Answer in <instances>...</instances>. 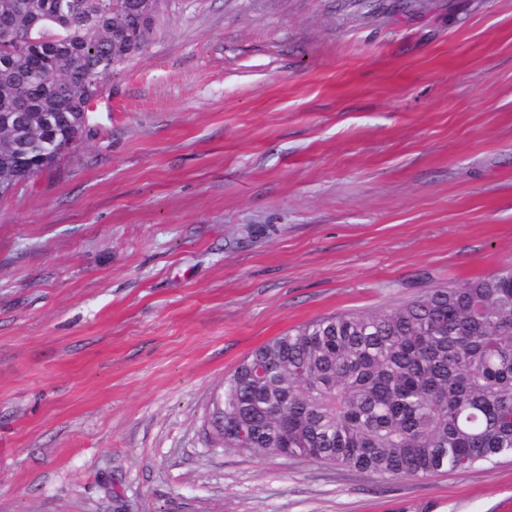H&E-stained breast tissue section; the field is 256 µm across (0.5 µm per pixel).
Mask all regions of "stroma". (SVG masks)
I'll list each match as a JSON object with an SVG mask.
<instances>
[{
	"mask_svg": "<svg viewBox=\"0 0 512 512\" xmlns=\"http://www.w3.org/2000/svg\"><path fill=\"white\" fill-rule=\"evenodd\" d=\"M512 260V0H165L0 197V512H512V460L381 480L212 449L226 374Z\"/></svg>",
	"mask_w": 512,
	"mask_h": 512,
	"instance_id": "1",
	"label": "stroma"
}]
</instances>
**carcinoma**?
I'll use <instances>...</instances> for the list:
<instances>
[{"instance_id": "1", "label": "carcinoma", "mask_w": 512, "mask_h": 512, "mask_svg": "<svg viewBox=\"0 0 512 512\" xmlns=\"http://www.w3.org/2000/svg\"><path fill=\"white\" fill-rule=\"evenodd\" d=\"M156 19L132 0H0V115L29 101L0 126V173L19 182L48 167ZM208 424L227 449L381 478L512 457V264L266 341L224 378Z\"/></svg>"}]
</instances>
